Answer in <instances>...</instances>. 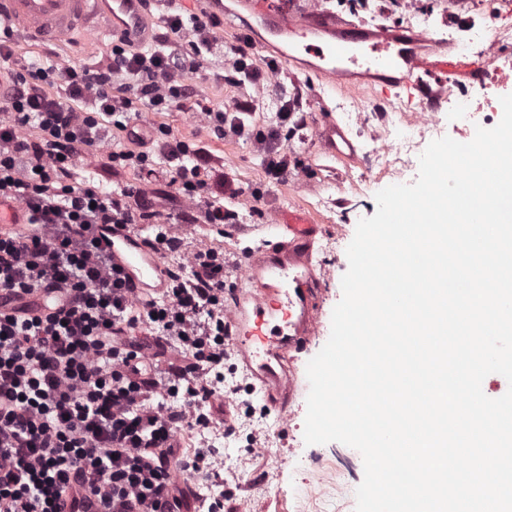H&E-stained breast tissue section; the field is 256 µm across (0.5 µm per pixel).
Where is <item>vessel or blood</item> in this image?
I'll use <instances>...</instances> for the list:
<instances>
[{"mask_svg": "<svg viewBox=\"0 0 512 512\" xmlns=\"http://www.w3.org/2000/svg\"><path fill=\"white\" fill-rule=\"evenodd\" d=\"M206 13L234 15L249 11L257 27L284 40L278 51L284 65L301 66L349 88L366 82L378 87L415 86L430 95L429 81L463 84L483 80L488 54L475 60L433 44L419 35L383 27L367 29L317 9L288 14L282 0H203ZM32 43L59 42L106 33L131 44L145 42L148 19L143 0H0V23ZM323 154L350 157L356 146L349 130L326 118L317 134ZM276 240L245 248L239 269L243 285L225 316L229 346L250 379L257 382L267 410L287 413L301 381L296 355L322 334V288L331 272L315 256L319 226L294 213L276 224ZM112 260L138 287L151 292L164 286L158 256L141 237L125 229L109 232Z\"/></svg>", "mask_w": 512, "mask_h": 512, "instance_id": "1", "label": "vessel or blood"}]
</instances>
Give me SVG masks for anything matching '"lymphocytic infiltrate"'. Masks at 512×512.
<instances>
[{
  "instance_id": "1",
  "label": "lymphocytic infiltrate",
  "mask_w": 512,
  "mask_h": 512,
  "mask_svg": "<svg viewBox=\"0 0 512 512\" xmlns=\"http://www.w3.org/2000/svg\"><path fill=\"white\" fill-rule=\"evenodd\" d=\"M166 36L148 49L113 42L105 67L18 63L13 32L0 26V512H60L67 490L97 497L106 512H234L203 502L174 479L204 472L220 480L210 448H183L178 434L224 422L214 401L229 349L223 248L196 246L188 266L165 272L161 296L138 295L102 244L108 225L146 223L155 211L156 157L171 165L184 223L225 224L231 212L211 192L239 195L207 150L165 126L142 137V111L182 109L220 26L217 16L169 11ZM191 32L174 46L171 36ZM294 116L280 105L272 126L251 125L243 106L202 107L217 138H247L265 153L271 183L288 173L280 141ZM128 144L97 153L101 125ZM105 159L140 181L110 192L68 184L79 162ZM137 206H130V199Z\"/></svg>"
}]
</instances>
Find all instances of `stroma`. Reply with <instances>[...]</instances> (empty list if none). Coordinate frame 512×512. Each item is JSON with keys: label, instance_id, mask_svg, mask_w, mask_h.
Listing matches in <instances>:
<instances>
[{"label": "stroma", "instance_id": "35a3bbf8", "mask_svg": "<svg viewBox=\"0 0 512 512\" xmlns=\"http://www.w3.org/2000/svg\"><path fill=\"white\" fill-rule=\"evenodd\" d=\"M245 25L230 18L217 29L216 47L208 55L191 84L199 91L198 99L188 100L185 107L171 112H147V122L168 127L172 133L200 143L208 151L214 165L223 167L229 179L240 188L239 196L222 194L215 200L236 213L235 223L225 225L223 233H216L208 224H193L185 232L188 244L206 242L223 247L230 260H237L242 249L256 246L264 240H274L272 228L277 213L285 210L301 211L323 226V238L339 237L336 252H319L318 258L334 271L322 290L325 313H332L342 298L341 279L348 269L346 249L352 241L358 221L373 216L377 210L375 195L381 189L404 182L414 183L417 169L397 178L392 168L381 159L368 156L369 130L353 122L350 117L352 101H359L364 111H372L378 95L359 93L358 97L334 89L315 74L293 66H272L270 53L259 46L250 49L252 63L261 73L259 80L227 83L220 80L224 59L242 45ZM112 48L108 38L44 47L13 38L11 49L16 59L38 60L45 64L105 65ZM294 90L295 111L306 120L309 131L316 129L327 116L349 123L351 135L358 150L351 161L323 155L315 142L300 144L288 139L293 161L287 176L279 183L268 184L261 151L246 139L213 138L196 114L200 105L214 108L235 102L246 105L253 123H273L274 114L285 90ZM358 172L363 181L355 191H342L341 186L349 172ZM295 419L281 429L279 444L270 456H255L250 451V434L241 430L236 441L224 448V492L239 498H250L252 487L262 484L266 494L262 512H302L305 479L309 478L322 457H330L344 472L350 488H357L364 476L361 454L340 442L306 445L299 438L304 434L306 401L298 399L293 407Z\"/></svg>", "mask_w": 512, "mask_h": 512}]
</instances>
